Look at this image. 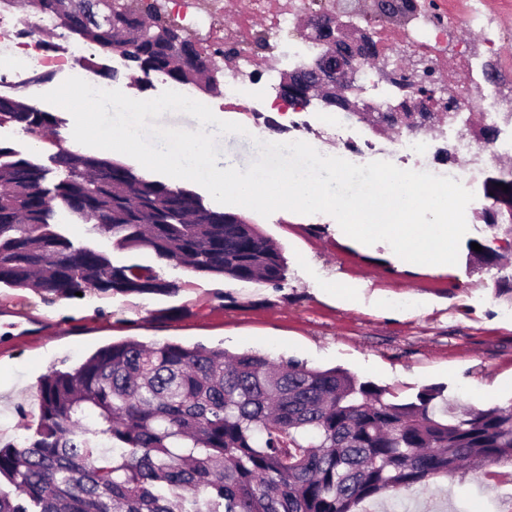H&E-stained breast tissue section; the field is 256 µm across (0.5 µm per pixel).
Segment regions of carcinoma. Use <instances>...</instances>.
<instances>
[{"mask_svg": "<svg viewBox=\"0 0 512 512\" xmlns=\"http://www.w3.org/2000/svg\"><path fill=\"white\" fill-rule=\"evenodd\" d=\"M8 2L59 24L57 0ZM62 30L122 51L146 78L224 93L210 54L143 0H78ZM175 44L189 50L175 57ZM4 124L40 141L62 120L0 96ZM51 159L62 177L50 185L48 168L0 143V285L49 299L178 291L150 265L74 242L53 222L54 201L121 249L212 277L284 282L281 252L254 225L224 223L195 191L94 153ZM388 394L296 360L115 343L43 379L35 429L0 446V512H356L465 463L512 465L511 406L457 413L438 405L435 388L405 402Z\"/></svg>", "mask_w": 512, "mask_h": 512, "instance_id": "cac0c4a2", "label": "carcinoma"}]
</instances>
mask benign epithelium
Listing matches in <instances>:
<instances>
[{
    "mask_svg": "<svg viewBox=\"0 0 512 512\" xmlns=\"http://www.w3.org/2000/svg\"><path fill=\"white\" fill-rule=\"evenodd\" d=\"M391 6L390 0H371V8L367 10L363 0H335L329 18L319 14L311 18L301 30H311L309 38L323 51L311 63L288 73L283 81V98L302 103L310 99L306 95L307 85L316 82L325 85V105L348 112L376 129L394 127L409 131L442 121L444 109L452 112L462 108L468 96L448 89L445 83L433 90L426 87L429 66L422 59L412 67V75L405 86L408 93L388 109L382 110L353 95L366 69L388 80L394 78L389 59L377 50L375 32L357 23L359 19L384 20ZM489 198L492 203L483 206V210L490 220L496 222L512 214V202L505 200L501 186L491 188Z\"/></svg>",
    "mask_w": 512,
    "mask_h": 512,
    "instance_id": "1",
    "label": "benign epithelium"
}]
</instances>
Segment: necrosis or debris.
I'll return each instance as SVG.
<instances>
[{"instance_id":"1","label":"necrosis or debris","mask_w":512,"mask_h":512,"mask_svg":"<svg viewBox=\"0 0 512 512\" xmlns=\"http://www.w3.org/2000/svg\"><path fill=\"white\" fill-rule=\"evenodd\" d=\"M172 18L184 25L190 35L204 48L220 44L235 46L238 54L224 66V99L229 109L237 108L239 95L247 90L256 91L261 102L273 99L274 75L283 61L275 49L286 32L288 22L299 11L302 0H170ZM266 36L269 49L263 64H255L250 48L258 36ZM0 49L20 58L19 66L0 72V88L10 87L13 79L32 81L37 72L46 69L69 68L76 77L92 80L93 68L86 61L91 51L86 47L65 48L54 55L45 54L33 34L15 21L10 10L0 7ZM489 124L500 135L493 143L470 142L439 130L436 143L453 147L462 157L458 166L448 174L467 183L478 180L484 168L493 163L499 153L512 151V116L504 112L489 111Z\"/></svg>"}]
</instances>
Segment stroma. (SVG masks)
Instances as JSON below:
<instances>
[{
  "instance_id": "35a3bbf8",
  "label": "stroma",
  "mask_w": 512,
  "mask_h": 512,
  "mask_svg": "<svg viewBox=\"0 0 512 512\" xmlns=\"http://www.w3.org/2000/svg\"><path fill=\"white\" fill-rule=\"evenodd\" d=\"M100 86L148 100L172 86L168 78L140 81L119 52L107 60ZM226 111L223 97L207 96L225 120L244 122L256 139L217 138L218 152L248 167L258 157L256 140L303 141L314 148L344 150V139L314 132L325 107L312 102L286 116L257 107L254 94ZM282 252L281 288L192 272L159 260L147 249L115 248L87 225L57 222L75 240L110 252L114 261L153 266L177 284L172 295H104L44 298L33 289L0 288V444L16 443L38 420L37 389L54 369H72L99 349L124 341L202 345L230 354L258 352L277 361L299 360L318 369L339 368L406 400L424 388L444 398L485 409L512 404V304L495 297L501 272L477 265L467 243L486 241L484 224H468L456 265L448 273L400 266L389 244L354 247L337 221L319 213L278 211L271 216L232 206ZM343 274L356 286L327 298L324 282ZM439 306L421 311V298ZM363 512H512V466L486 463L431 478L410 492H390L362 505Z\"/></svg>"
}]
</instances>
